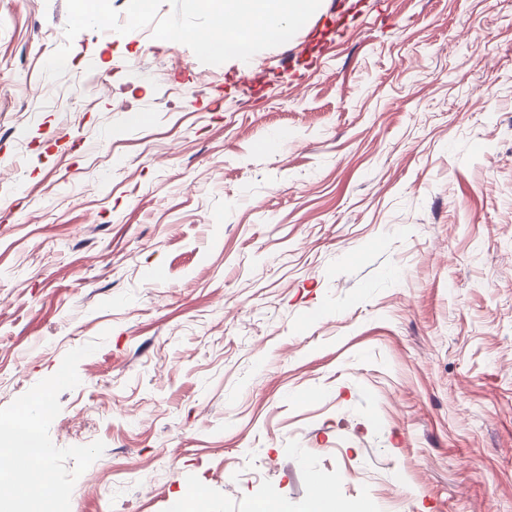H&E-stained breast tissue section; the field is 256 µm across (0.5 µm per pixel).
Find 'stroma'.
Instances as JSON below:
<instances>
[{
	"label": "stroma",
	"mask_w": 512,
	"mask_h": 512,
	"mask_svg": "<svg viewBox=\"0 0 512 512\" xmlns=\"http://www.w3.org/2000/svg\"><path fill=\"white\" fill-rule=\"evenodd\" d=\"M0 0L12 512H512V0H322L249 64ZM0 448L1 456L6 454L14 461H26L29 463L24 473L17 477L14 472L0 471L3 481L14 483L25 477L28 481L35 480L45 474L41 459L47 453H51L41 436L39 422L28 415L18 420H0ZM318 483L319 481L317 478L313 479L311 483L312 492L310 495V502L312 504V508L319 499L316 505L317 512H343V506L337 500L335 492L330 486L320 483L318 487L319 498L316 496L315 489L318 486ZM312 512H315L314 508Z\"/></svg>",
	"instance_id": "stroma-1"
}]
</instances>
